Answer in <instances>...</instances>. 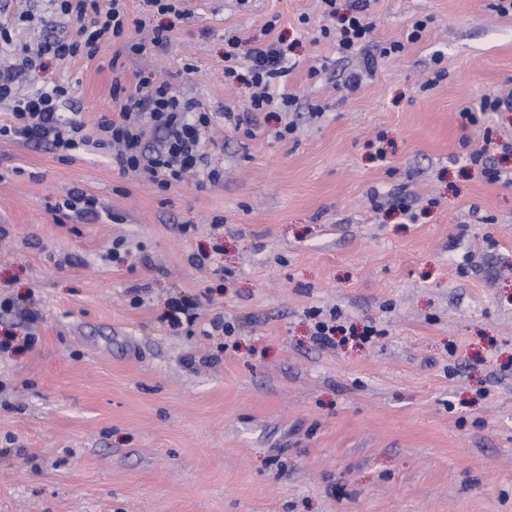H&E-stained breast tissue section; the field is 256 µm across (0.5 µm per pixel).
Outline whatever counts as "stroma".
<instances>
[{
  "label": "stroma",
  "mask_w": 512,
  "mask_h": 512,
  "mask_svg": "<svg viewBox=\"0 0 512 512\" xmlns=\"http://www.w3.org/2000/svg\"><path fill=\"white\" fill-rule=\"evenodd\" d=\"M495 2L371 0L373 42L405 49L354 92L323 0H182L187 18L129 0L131 36L169 28L166 48L19 75L22 95L68 85L90 132L116 77L240 112L224 37L265 36L296 103L250 137L216 121L219 182L164 193L100 149L0 139V512H512V182L462 145L512 169V112L459 116L512 93ZM24 11L19 42L71 31L47 0H0ZM74 190L99 218H57ZM174 298L194 323L171 327Z\"/></svg>",
  "instance_id": "stroma-1"
}]
</instances>
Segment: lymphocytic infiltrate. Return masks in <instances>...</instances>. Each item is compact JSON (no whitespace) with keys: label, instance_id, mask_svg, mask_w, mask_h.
<instances>
[{"label":"lymphocytic infiltrate","instance_id":"f902f5d3","mask_svg":"<svg viewBox=\"0 0 512 512\" xmlns=\"http://www.w3.org/2000/svg\"><path fill=\"white\" fill-rule=\"evenodd\" d=\"M54 12L69 17L71 32L30 49L15 44L13 33L27 22L21 14L0 23V45L15 47L22 67H32L35 58L50 54L58 58L83 56L94 59L105 43H119L129 53L141 56L147 49H161L170 36L167 30H156L150 41L130 39L127 35L128 12L126 0H50ZM370 0H352L342 14L336 46L342 57L363 53L366 68H374L378 58L400 53L406 43L417 42L426 27L425 21L415 22L405 41L387 44L371 42L373 23L368 14ZM250 62L249 74L256 92L248 108L241 112L225 113L224 119L235 130L252 136L261 112L276 111L289 106L293 97L278 95L272 90L288 69L284 50L276 43L258 42L243 48L238 36L224 40V71L235 74L240 59ZM112 96L119 107L118 117L100 116L95 136H88L79 112L62 117L61 106L70 99V90L63 84L36 96L18 95L12 71H0V100L11 103L7 123L0 125V138H21L50 145L55 151L68 152L94 145L112 152V166L119 172L137 171L144 174L160 190L166 191L182 182L188 172L202 174L209 182L221 178L218 170L210 168L203 147V136L215 122V113L205 111L198 103L180 98L169 82L145 83L127 90L120 79L112 81ZM160 131L164 138L152 152H145L142 143L148 133Z\"/></svg>","mask_w":512,"mask_h":512}]
</instances>
